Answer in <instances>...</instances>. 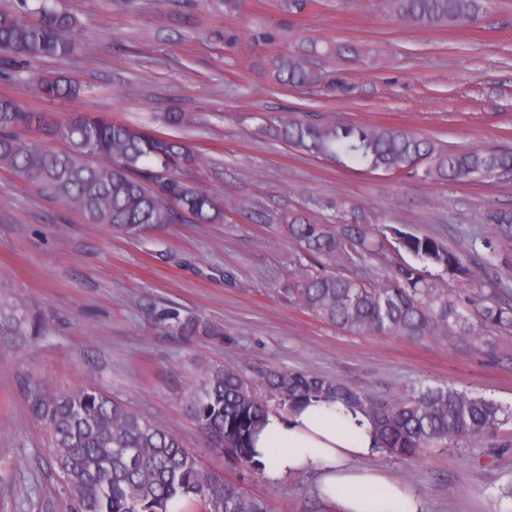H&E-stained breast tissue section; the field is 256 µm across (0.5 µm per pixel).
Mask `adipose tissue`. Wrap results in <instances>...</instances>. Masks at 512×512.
<instances>
[{
  "instance_id": "1",
  "label": "adipose tissue",
  "mask_w": 512,
  "mask_h": 512,
  "mask_svg": "<svg viewBox=\"0 0 512 512\" xmlns=\"http://www.w3.org/2000/svg\"><path fill=\"white\" fill-rule=\"evenodd\" d=\"M253 452L269 484L315 475V494L342 512H424L415 492L372 466L374 426L344 403L312 399L269 411L254 434Z\"/></svg>"
}]
</instances>
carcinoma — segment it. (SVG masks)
I'll use <instances>...</instances> for the list:
<instances>
[{
  "label": "carcinoma",
  "instance_id": "carcinoma-1",
  "mask_svg": "<svg viewBox=\"0 0 512 512\" xmlns=\"http://www.w3.org/2000/svg\"><path fill=\"white\" fill-rule=\"evenodd\" d=\"M13 0L0 8V62L22 68L33 60L62 59L77 48L75 21L49 0ZM395 19L416 28L468 27L488 0H389ZM272 75L283 85H314L322 76L299 56H278ZM42 94L73 100L82 85L64 76H40ZM271 134L290 147L341 167L356 166L389 176L422 173L428 179L466 182L512 173V148L445 150L429 139L397 127L343 121L306 123L269 118ZM191 157L181 142L162 133L78 113L59 120L24 102L0 96V168L42 186L89 224H107L127 238L177 224L190 216L201 224L224 212L195 182L175 174ZM491 236L471 237L465 250L437 238L389 226L398 249L425 265L469 282L466 303L448 296L425 270L399 263L376 282L335 271L347 259L375 254L371 224L358 216L331 230L303 215L288 217V237L323 270L304 269L294 289L299 302L325 322L359 335L407 339L432 337L463 341L486 327L512 325V289L491 279L497 243L512 240V206L488 211ZM480 260V272L471 264ZM149 313L183 336H214L213 323L177 307ZM23 321L0 302V336H19ZM276 405L286 409L310 398H334L355 406L375 426L380 452L410 461L428 448H456L496 432L509 421L501 405L452 385L427 386L407 400L382 404L339 379L312 372L271 368L261 374ZM27 407L47 430L53 469L65 482L63 503L46 501L41 512H271L266 500L245 493L222 476L204 471L171 432L142 418L108 394L88 387L56 390L39 379L25 384ZM191 411L228 465L261 471L251 440L271 410L234 364L208 368L193 387Z\"/></svg>",
  "mask_w": 512,
  "mask_h": 512
}]
</instances>
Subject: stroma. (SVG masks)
<instances>
[{
    "label": "stroma",
    "mask_w": 512,
    "mask_h": 512,
    "mask_svg": "<svg viewBox=\"0 0 512 512\" xmlns=\"http://www.w3.org/2000/svg\"><path fill=\"white\" fill-rule=\"evenodd\" d=\"M76 22L78 49L0 79V95L60 117L100 113L186 142L182 169L222 204L215 224L186 217L128 239L88 224L41 186L0 168V297L32 327L0 340V512H39L66 495L48 436L27 410L22 383L106 392L174 433L202 468L268 500L272 512H338L313 476L278 485L228 468L187 408L199 373L231 361L251 379L281 368L332 376L394 403L423 386L453 384L512 411V328L466 345L358 336L294 301L295 274L318 265L288 238L286 219L346 224L361 214L455 249L488 231L485 213L512 205V174L471 182L401 180L296 151L263 116L400 127L453 149L512 147V0H491L477 23L418 30L390 21L387 0H58ZM303 56L318 85L275 84L270 62ZM65 75L77 100L41 95L34 75ZM182 112L190 122L167 127ZM174 306L209 319L217 335L187 338L146 312ZM373 465L405 483L425 512H505L512 423L461 447Z\"/></svg>",
    "instance_id": "35a3bbf8"
}]
</instances>
